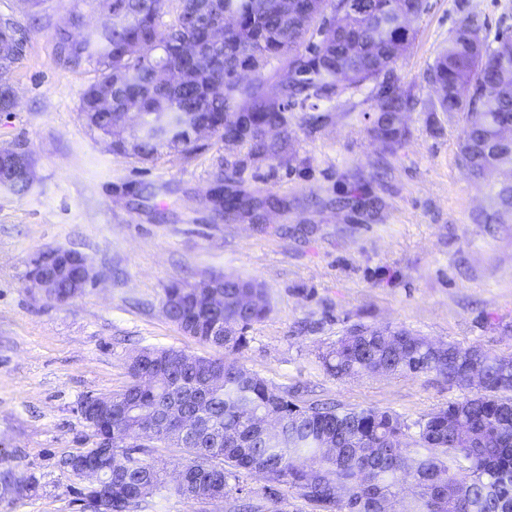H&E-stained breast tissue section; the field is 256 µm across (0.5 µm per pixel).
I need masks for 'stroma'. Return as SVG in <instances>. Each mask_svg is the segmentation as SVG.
Here are the masks:
<instances>
[{"instance_id":"obj_1","label":"stroma","mask_w":512,"mask_h":512,"mask_svg":"<svg viewBox=\"0 0 512 512\" xmlns=\"http://www.w3.org/2000/svg\"><path fill=\"white\" fill-rule=\"evenodd\" d=\"M72 6L0 0V18L27 38L10 76L18 105L0 112V149H24L35 169L27 192L0 189V465L39 485L13 512H80L58 466L92 445L78 404L121 390L138 350L214 355L163 311L166 287L195 274L264 286L270 312L234 358L298 403L388 409L412 427L470 396L432 374L330 376L320 355L354 325L401 326L512 358V210H499V180L460 164L464 123L433 111L428 79L461 21L491 37L512 32V0H428L392 71L292 110L277 160L215 138L149 161L114 152L81 114L95 63L69 69L55 55ZM388 84L413 99L408 134L391 150L368 133ZM223 173L232 176L225 194L245 205L220 221L206 194ZM46 248L85 255L99 285L65 304L34 294L30 263ZM237 485L240 495L205 502L167 490L134 512H234L240 496L266 506L260 475L242 473Z\"/></svg>"}]
</instances>
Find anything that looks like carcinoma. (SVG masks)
Segmentation results:
<instances>
[{
	"label": "carcinoma",
	"mask_w": 512,
	"mask_h": 512,
	"mask_svg": "<svg viewBox=\"0 0 512 512\" xmlns=\"http://www.w3.org/2000/svg\"><path fill=\"white\" fill-rule=\"evenodd\" d=\"M169 0H98L100 27L81 40L68 35L57 42L56 57L66 66L85 61L97 65V78L82 93L87 124L112 140L118 153L148 160L162 148L191 152L195 130L217 127L226 112H240L248 126L239 139L264 157L279 159L288 141V112L311 100L331 99L376 79L408 51L413 34L401 27L384 32L372 21L390 13L394 0H318L319 17L303 27L299 11L288 14L280 0H174L170 21H163ZM239 16V28L216 45L202 37L192 16ZM319 40L306 44L311 28ZM463 23L448 38V47L429 70L437 95L436 112H458L464 119L459 145L461 165L478 177L490 166H512V147L493 142L498 126L512 121V35L502 32L476 49ZM262 28L266 44L252 41ZM8 52L0 54V112L17 100L8 75L23 54L26 38L12 20L0 19V37ZM287 70L276 93L266 90L263 71L270 60ZM165 69L172 82L161 84ZM411 97L389 85L379 97L369 128L384 148L401 143L407 129L401 119ZM133 109L147 116L140 131L128 132L114 115ZM283 128L268 139L263 130ZM28 153L0 150V187L16 194L29 188ZM184 289L170 285L163 307L172 321L190 329L197 341L237 351L245 346L252 324L264 319L269 306L262 286L252 280L224 277V308L209 310L183 299ZM148 366L161 363L169 381L153 391L139 389L138 368L129 366V383L112 394L125 414L112 416V512H133L145 498L167 489L164 468L137 457L145 445L135 440L137 410L185 396L210 370L224 373V386L201 405L207 427L223 433L213 448L171 434L155 439L179 448L188 458L187 481L173 486L183 498L206 500L232 491L231 480L245 470L267 481V512H283L279 487L296 490L314 512H512V358L492 355L478 346L433 343L405 328L354 326L322 356L325 370L337 378L372 374L380 367L394 375L434 373L458 386L475 370L482 382L469 398L430 413L411 434L398 415L379 408L299 405L256 373L222 356L183 362L184 351L144 348ZM275 418L284 436L269 442L260 419ZM471 443L457 439L461 423ZM332 444L329 453L324 445ZM410 481L412 497L398 500V486ZM38 482L13 468H0V502L31 497Z\"/></svg>",
	"instance_id": "cac0c4a2"
}]
</instances>
